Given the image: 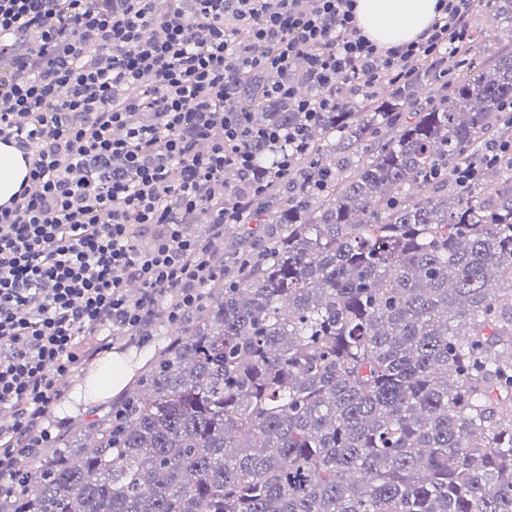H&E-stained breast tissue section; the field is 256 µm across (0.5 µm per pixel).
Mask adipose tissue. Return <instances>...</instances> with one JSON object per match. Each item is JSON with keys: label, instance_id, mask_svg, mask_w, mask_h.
Segmentation results:
<instances>
[{"label": "adipose tissue", "instance_id": "ef3b65f1", "mask_svg": "<svg viewBox=\"0 0 512 512\" xmlns=\"http://www.w3.org/2000/svg\"><path fill=\"white\" fill-rule=\"evenodd\" d=\"M439 10V0H355L356 20L363 35L383 48L417 40Z\"/></svg>", "mask_w": 512, "mask_h": 512}]
</instances>
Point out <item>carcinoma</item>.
I'll return each instance as SVG.
<instances>
[{"instance_id":"carcinoma-1","label":"carcinoma","mask_w":512,"mask_h":512,"mask_svg":"<svg viewBox=\"0 0 512 512\" xmlns=\"http://www.w3.org/2000/svg\"><path fill=\"white\" fill-rule=\"evenodd\" d=\"M512 19V0L473 12ZM326 112L89 445L34 457L0 512H512V54ZM298 62L278 79L320 89ZM224 111L289 129L262 72ZM257 176L288 145L254 141ZM498 177L490 189L487 181Z\"/></svg>"}]
</instances>
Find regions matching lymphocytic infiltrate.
Wrapping results in <instances>:
<instances>
[{
    "label": "lymphocytic infiltrate",
    "instance_id": "obj_1",
    "mask_svg": "<svg viewBox=\"0 0 512 512\" xmlns=\"http://www.w3.org/2000/svg\"><path fill=\"white\" fill-rule=\"evenodd\" d=\"M0 0V143L22 150L28 184L0 205V479L37 456L61 381L158 315L178 320L215 279L214 245L187 235L202 211L239 223L248 204L224 201L235 171L253 195L249 141L304 146L352 92L406 80L420 62L462 52L472 0H442L419 40L383 50L362 35L354 0ZM309 60L293 130L257 129L224 112L237 70L287 72ZM154 113L151 124L141 113Z\"/></svg>",
    "mask_w": 512,
    "mask_h": 512
}]
</instances>
